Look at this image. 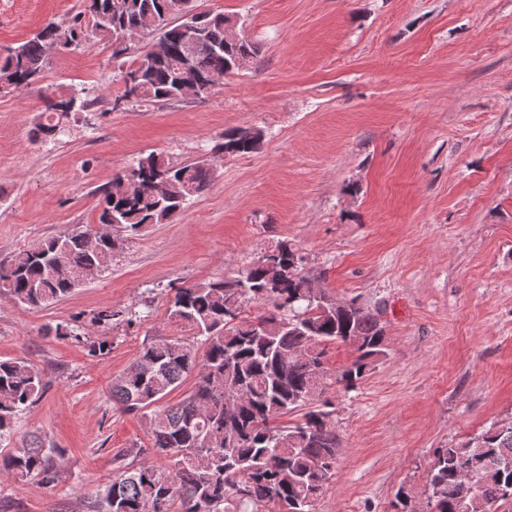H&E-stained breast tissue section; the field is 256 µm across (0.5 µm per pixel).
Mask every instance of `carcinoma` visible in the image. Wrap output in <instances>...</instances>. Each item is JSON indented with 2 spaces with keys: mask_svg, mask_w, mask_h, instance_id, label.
<instances>
[{
  "mask_svg": "<svg viewBox=\"0 0 512 512\" xmlns=\"http://www.w3.org/2000/svg\"><path fill=\"white\" fill-rule=\"evenodd\" d=\"M237 19L200 11L195 0H84L67 24L50 20L32 37L0 51V95L36 85L56 53L79 49L89 38L112 44V59L134 54L124 74L121 99L139 105L178 101L195 82L209 95L214 78L242 68L255 54L241 38H229ZM162 37L166 52L148 42L131 51L119 33ZM191 74L183 72L184 57ZM95 100L70 92L46 101L33 137L53 142L76 114ZM264 131L251 137L224 130L218 154L245 156L260 149ZM165 177L163 194L152 193ZM215 169L196 162L174 165L155 152L100 189L97 224L74 225L38 240L0 262V295L26 308L67 297L78 273L107 269L123 239L149 224H172L192 198L212 183ZM310 271L295 245L280 242L230 277L182 283L168 292L169 317L193 330L192 339H157L112 380V401L122 413L146 416L150 461L119 470L89 512H315L336 475L343 448L331 402L328 346L353 347L355 358L336 372L347 391L357 387L388 356L380 311L336 307L325 290L309 292ZM256 303L263 311L245 316ZM151 309L105 307L91 324L110 330L137 325ZM58 338L83 341L81 326L58 323ZM113 341L86 340L88 354L104 358ZM192 391L174 404L162 401L189 375ZM47 381L27 360L0 361V437L42 396ZM479 446L464 440L433 452L425 489L429 512H492L512 507V420L493 423ZM58 449L38 439L0 458L15 482L59 479Z\"/></svg>",
  "mask_w": 512,
  "mask_h": 512,
  "instance_id": "carcinoma-1",
  "label": "carcinoma"
}]
</instances>
